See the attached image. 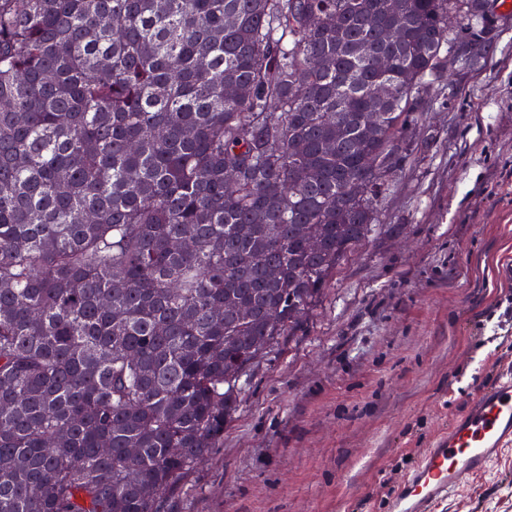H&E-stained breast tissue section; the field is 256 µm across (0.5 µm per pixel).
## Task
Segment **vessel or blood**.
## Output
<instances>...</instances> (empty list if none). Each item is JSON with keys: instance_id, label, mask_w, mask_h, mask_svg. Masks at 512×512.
<instances>
[{"instance_id": "vessel-or-blood-1", "label": "vessel or blood", "mask_w": 512, "mask_h": 512, "mask_svg": "<svg viewBox=\"0 0 512 512\" xmlns=\"http://www.w3.org/2000/svg\"><path fill=\"white\" fill-rule=\"evenodd\" d=\"M512 446V379L481 388L448 434L427 450L391 501V512H434L471 475Z\"/></svg>"}]
</instances>
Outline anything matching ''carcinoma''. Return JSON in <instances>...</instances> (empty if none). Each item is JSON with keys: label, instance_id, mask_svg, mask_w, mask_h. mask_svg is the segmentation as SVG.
<instances>
[{"label": "carcinoma", "instance_id": "carcinoma-1", "mask_svg": "<svg viewBox=\"0 0 512 512\" xmlns=\"http://www.w3.org/2000/svg\"><path fill=\"white\" fill-rule=\"evenodd\" d=\"M484 9L0 0V512H159L376 230Z\"/></svg>", "mask_w": 512, "mask_h": 512}]
</instances>
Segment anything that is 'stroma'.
Instances as JSON below:
<instances>
[{
	"label": "stroma",
	"instance_id": "35a3bbf8",
	"mask_svg": "<svg viewBox=\"0 0 512 512\" xmlns=\"http://www.w3.org/2000/svg\"><path fill=\"white\" fill-rule=\"evenodd\" d=\"M457 24L472 56L449 54L380 233L260 360L161 512H390L471 397L512 375L486 323L512 285V0ZM437 512H512V447Z\"/></svg>",
	"mask_w": 512,
	"mask_h": 512
}]
</instances>
